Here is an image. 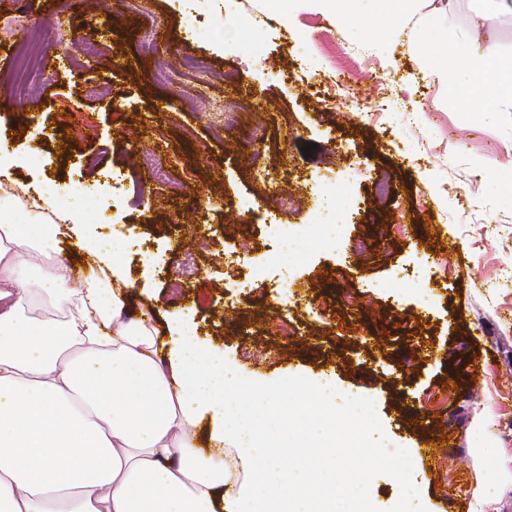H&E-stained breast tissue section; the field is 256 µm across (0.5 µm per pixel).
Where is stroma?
I'll list each match as a JSON object with an SVG mask.
<instances>
[{"instance_id": "1", "label": "stroma", "mask_w": 512, "mask_h": 512, "mask_svg": "<svg viewBox=\"0 0 512 512\" xmlns=\"http://www.w3.org/2000/svg\"><path fill=\"white\" fill-rule=\"evenodd\" d=\"M485 6L419 0L394 16L383 0H341L334 15L319 0H0V24L24 19L50 43L18 97L14 42L0 39V145L40 158L12 166L19 197L50 186L65 209L80 189L90 232L132 242L116 262L137 283L133 307L223 351L244 382L238 401L327 377L337 396L366 399L382 429L367 494L381 508L409 457L431 512H512V107L491 119L481 99L462 109L430 75L449 63L445 33L482 42L472 18ZM189 56L207 61L211 101L238 125L155 81L157 61ZM147 154L183 195L139 167ZM271 218L291 238L328 239L297 257L272 246ZM351 425L289 439L308 466L302 495H321L323 459L355 471ZM441 437L448 448L424 456Z\"/></svg>"}]
</instances>
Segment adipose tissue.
Segmentation results:
<instances>
[{
	"instance_id": "1",
	"label": "adipose tissue",
	"mask_w": 512,
	"mask_h": 512,
	"mask_svg": "<svg viewBox=\"0 0 512 512\" xmlns=\"http://www.w3.org/2000/svg\"><path fill=\"white\" fill-rule=\"evenodd\" d=\"M505 13L512 0H491L473 17L483 44L448 45L475 78L462 106L475 96L493 112L512 103V68L496 69L491 26ZM16 158L0 146V512H378L336 459L319 472L323 498L299 495L288 439L303 419L273 434L258 426L291 398L335 408L332 381L260 390L247 417L230 409L238 373L223 353L201 352L179 326L167 349L153 311L129 307L136 283L112 263L123 242L86 236L78 210H58L47 193L20 201L8 173ZM24 208L40 237L18 234L12 216ZM71 237L96 282L68 289L73 268L61 260L29 275L35 254ZM34 307L48 318L30 317ZM62 307L68 315L53 317Z\"/></svg>"
}]
</instances>
